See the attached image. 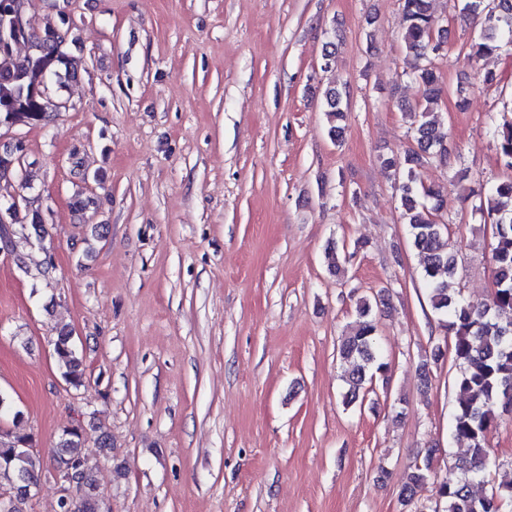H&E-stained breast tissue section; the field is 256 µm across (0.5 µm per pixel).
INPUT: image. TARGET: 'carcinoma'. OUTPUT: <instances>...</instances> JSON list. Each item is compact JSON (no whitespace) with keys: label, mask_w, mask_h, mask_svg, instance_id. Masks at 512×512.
Segmentation results:
<instances>
[{"label":"carcinoma","mask_w":512,"mask_h":512,"mask_svg":"<svg viewBox=\"0 0 512 512\" xmlns=\"http://www.w3.org/2000/svg\"><path fill=\"white\" fill-rule=\"evenodd\" d=\"M459 14L478 21L481 32L470 46L473 56L488 55L512 45V0H462ZM403 32L401 40L407 55L413 58L404 76L417 82L422 99L415 107L398 104L414 118L415 146L382 158L383 166L402 178L399 184L401 206L409 224L410 242L420 257L422 277L430 301L440 321L451 336V353L458 366L455 378L460 398L453 415L450 433L453 439L468 445V456L458 460L459 476L442 482L437 488L442 512H502L512 504V471L503 475L488 496L473 492L475 483L484 479L488 469L498 466L497 456L487 446V433L504 415H512V177L489 182L483 187L485 197L473 210L492 229V262L495 288L484 300L471 301L451 287L457 274V259L444 236L447 220L440 214L442 193L424 183L419 170L435 161L450 167L462 163L461 151L448 146V134L435 116V105L449 92L443 86L437 60L445 55L448 31L434 34L431 26L433 0H400ZM22 40L31 44L34 54L20 58L13 46L0 48V122L36 125L48 117L54 106L48 83L59 73L53 70L61 59L64 35L53 28H29ZM324 112L331 141L341 142L346 119L343 94L336 88L322 91ZM501 166L512 172V120L492 122ZM41 214L22 204L0 236L10 248L19 240L42 241ZM352 254L340 251L337 242L325 247L330 271L337 272ZM385 305V297L374 301L358 300L357 327L340 337L337 353L347 391L343 404L351 406L364 398L374 379L388 370L371 318L373 307ZM54 356L61 378L74 389L84 386L86 369L72 341L71 328L58 330ZM88 434L83 425H73L59 435L54 470L86 468ZM33 437L21 422L20 412H12L11 397L0 391V490L26 481L38 486L46 477L39 454L30 450ZM433 452L424 457L423 467L407 473L400 490L404 504L414 498L416 487L430 474Z\"/></svg>","instance_id":"cac0c4a2"}]
</instances>
